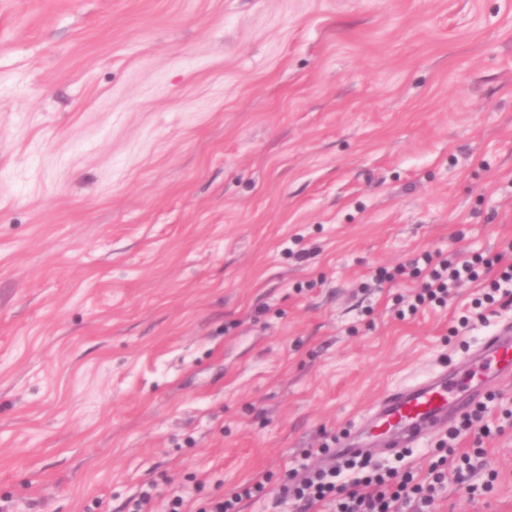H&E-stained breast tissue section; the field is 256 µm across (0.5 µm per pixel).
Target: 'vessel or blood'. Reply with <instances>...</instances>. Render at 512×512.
<instances>
[{
    "mask_svg": "<svg viewBox=\"0 0 512 512\" xmlns=\"http://www.w3.org/2000/svg\"><path fill=\"white\" fill-rule=\"evenodd\" d=\"M504 380H512L511 319L498 322L460 359L388 391L349 429L337 434L333 449L340 456L371 455L379 449L399 456L446 430Z\"/></svg>",
    "mask_w": 512,
    "mask_h": 512,
    "instance_id": "obj_1",
    "label": "vessel or blood"
}]
</instances>
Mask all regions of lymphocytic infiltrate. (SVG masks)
Masks as SVG:
<instances>
[{
  "label": "lymphocytic infiltrate",
  "instance_id": "f902f5d3",
  "mask_svg": "<svg viewBox=\"0 0 512 512\" xmlns=\"http://www.w3.org/2000/svg\"><path fill=\"white\" fill-rule=\"evenodd\" d=\"M409 267L423 278L407 304L412 314L426 305L446 304L453 290L485 275L490 281L478 306L488 308L512 296V263H503L498 255L477 254L458 261L448 254L424 252L411 259ZM487 413V404H479L450 427L438 440L439 454L425 474L388 467L371 459L318 468L304 464L286 472L280 485L281 500L294 505L297 512H312L320 504L332 506L333 512H432L448 467H455L463 482L475 472V462L482 458L483 448L462 453L457 443L473 430L479 437H489L492 429L486 421Z\"/></svg>",
  "mask_w": 512,
  "mask_h": 512
}]
</instances>
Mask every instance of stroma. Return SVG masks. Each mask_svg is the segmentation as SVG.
<instances>
[{
  "label": "stroma",
  "instance_id": "1",
  "mask_svg": "<svg viewBox=\"0 0 512 512\" xmlns=\"http://www.w3.org/2000/svg\"><path fill=\"white\" fill-rule=\"evenodd\" d=\"M511 242L512 0H0V512H296L306 449L512 319L373 272ZM510 408L435 512H512ZM264 490L262 483H246L237 487L233 493L215 497L207 501L199 512H240V504L243 500H248L258 496Z\"/></svg>",
  "mask_w": 512,
  "mask_h": 512
}]
</instances>
